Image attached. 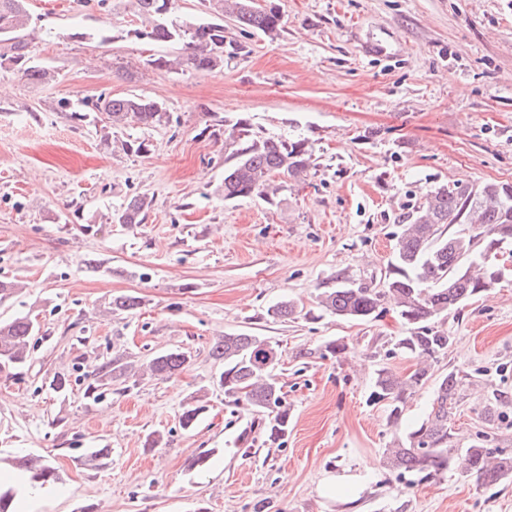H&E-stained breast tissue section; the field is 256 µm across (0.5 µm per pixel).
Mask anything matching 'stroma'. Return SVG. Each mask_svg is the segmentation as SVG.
Returning <instances> with one entry per match:
<instances>
[{
    "label": "stroma",
    "mask_w": 512,
    "mask_h": 512,
    "mask_svg": "<svg viewBox=\"0 0 512 512\" xmlns=\"http://www.w3.org/2000/svg\"><path fill=\"white\" fill-rule=\"evenodd\" d=\"M55 2L27 0L25 36L53 81L0 68V280L18 284L0 320L40 326L22 373L0 371V450L44 456L61 477L20 512H253L259 501L265 512H512V477L486 487L457 464L477 441L512 455V281L435 319L454 342L397 427L367 401L377 369L416 367L390 352L408 332L397 311L312 315L338 275L382 287L398 218L427 189L512 185V0H274L279 36L245 38L247 54L223 69L179 73L146 66L179 49L131 37L132 0ZM103 94L160 101L170 120L105 134L93 107ZM240 119L263 138L306 140V180L268 202L225 199L224 130ZM126 139L145 151L122 150ZM138 194L152 200L143 223H104ZM121 294L140 309L109 313ZM288 298L296 318L268 316ZM238 333L278 346L290 411L281 445H266L215 384L222 364L209 349ZM334 339L345 352L323 355ZM172 347L192 356L181 373L131 372L85 397L95 364L138 365ZM453 369L467 375L449 426L454 464L422 482L397 477L386 448ZM57 372L70 379L62 396L46 387ZM200 389L207 410L181 428ZM154 431L165 441L146 447ZM93 448L112 454L97 460ZM341 475L355 492H320Z\"/></svg>",
    "instance_id": "35a3bbf8"
}]
</instances>
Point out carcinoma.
<instances>
[{"mask_svg": "<svg viewBox=\"0 0 512 512\" xmlns=\"http://www.w3.org/2000/svg\"><path fill=\"white\" fill-rule=\"evenodd\" d=\"M169 10H163L165 2ZM178 0H134L136 12L151 21L149 28L133 30L135 37L150 41L178 43L181 55L150 57L147 65L155 70L180 68L211 71L224 66V57L239 56L246 44L226 40L224 19L236 23L240 33L278 35L283 20L271 0H204L211 20L197 22L176 14ZM30 20L26 0H0V41L9 43L0 53V68L17 70L31 83H45L49 70L30 64L26 44L22 40ZM96 111L105 115L106 123L117 128L127 121L144 126L159 125L168 120L163 104L140 97L99 96ZM229 138L236 143L231 164L224 169V199L266 198L276 191L273 176L292 180L307 176L312 154L303 140L285 141L262 138L250 131L247 121L232 126ZM146 195L131 197L122 210L109 217L112 224H138L151 207ZM462 224L464 228L444 235L441 226ZM394 248V260L386 274L385 288L376 290L338 277L337 285L322 292L319 305L339 317L364 321L371 318L382 303L399 309L404 322L411 326L392 352L411 354L422 361L435 360L447 354L452 337L428 325V321L464 306L483 292L495 287L497 268L488 263L492 249L512 244V186L495 183L463 191L439 185L423 195L422 203L405 216ZM140 298L119 295L112 298L111 310L133 313ZM39 332L38 323L27 317L0 321V370L25 367L31 339ZM277 352L276 345L264 336L246 333L229 334L216 339L210 356L223 362L224 371L217 384L224 396L244 401L261 420L268 441L276 443L288 433L290 413L282 386L276 377L279 357L265 365L268 353ZM190 355L177 347L152 357L143 372L153 377L174 375L186 367ZM128 364L114 357L89 373L88 397L98 399L103 386L121 382ZM428 368L419 366L401 377L386 368L377 372L370 402L383 403L389 410L390 423L397 426L403 416L406 395L425 384ZM462 376L452 370L438 385L429 412L387 449V465L398 475L430 479L448 470L451 449L448 428L461 401ZM205 405L196 399L183 406L179 422L185 429L193 427ZM472 475L485 486H493L512 473V456H493V452L477 442L467 449ZM14 482L0 483V512H13L17 495L58 480L56 469L40 455H27L10 460Z\"/></svg>", "mask_w": 512, "mask_h": 512, "instance_id": "carcinoma-1", "label": "carcinoma"}]
</instances>
